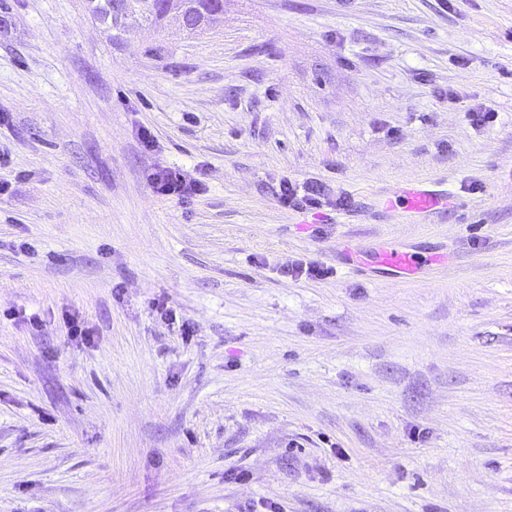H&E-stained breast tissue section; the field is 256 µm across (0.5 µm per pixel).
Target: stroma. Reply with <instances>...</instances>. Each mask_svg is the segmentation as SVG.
Here are the masks:
<instances>
[{
    "label": "stroma",
    "instance_id": "stroma-1",
    "mask_svg": "<svg viewBox=\"0 0 512 512\" xmlns=\"http://www.w3.org/2000/svg\"><path fill=\"white\" fill-rule=\"evenodd\" d=\"M415 179L434 221L383 206ZM0 182V512H512V0H224L117 42L0 0ZM384 238L452 259L338 264ZM150 181L157 193L168 198H185L202 190L199 184L187 181L182 172L169 167L151 173ZM280 190V202L288 207L309 206L311 209H317L322 205L321 202L324 199L320 190L314 186L308 187L306 193L299 194L292 181H285Z\"/></svg>",
    "mask_w": 512,
    "mask_h": 512
}]
</instances>
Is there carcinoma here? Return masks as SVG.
I'll return each instance as SVG.
<instances>
[{"label": "carcinoma", "instance_id": "1", "mask_svg": "<svg viewBox=\"0 0 512 512\" xmlns=\"http://www.w3.org/2000/svg\"><path fill=\"white\" fill-rule=\"evenodd\" d=\"M90 17L112 38L137 25L155 29L174 17L190 35L203 34L224 11V0H86Z\"/></svg>", "mask_w": 512, "mask_h": 512}]
</instances>
